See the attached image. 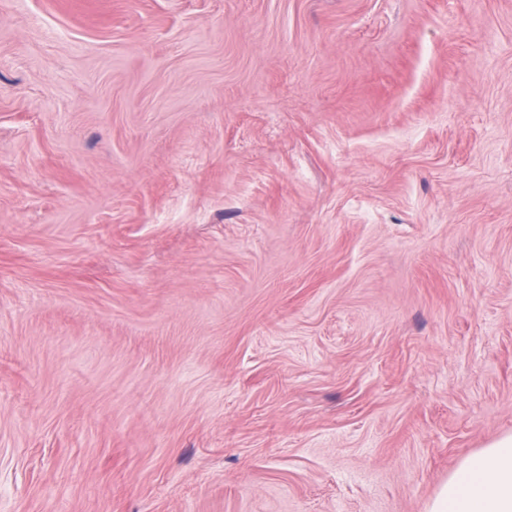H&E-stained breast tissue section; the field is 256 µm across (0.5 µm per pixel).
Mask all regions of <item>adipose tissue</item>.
<instances>
[{"mask_svg":"<svg viewBox=\"0 0 512 512\" xmlns=\"http://www.w3.org/2000/svg\"><path fill=\"white\" fill-rule=\"evenodd\" d=\"M427 512H512V434L465 459L442 484Z\"/></svg>","mask_w":512,"mask_h":512,"instance_id":"ef3b65f1","label":"adipose tissue"}]
</instances>
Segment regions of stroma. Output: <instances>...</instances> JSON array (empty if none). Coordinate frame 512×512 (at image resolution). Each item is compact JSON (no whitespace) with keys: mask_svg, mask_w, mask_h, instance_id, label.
I'll use <instances>...</instances> for the list:
<instances>
[{"mask_svg":"<svg viewBox=\"0 0 512 512\" xmlns=\"http://www.w3.org/2000/svg\"><path fill=\"white\" fill-rule=\"evenodd\" d=\"M512 433V0H0V512H427Z\"/></svg>","mask_w":512,"mask_h":512,"instance_id":"35a3bbf8","label":"stroma"}]
</instances>
